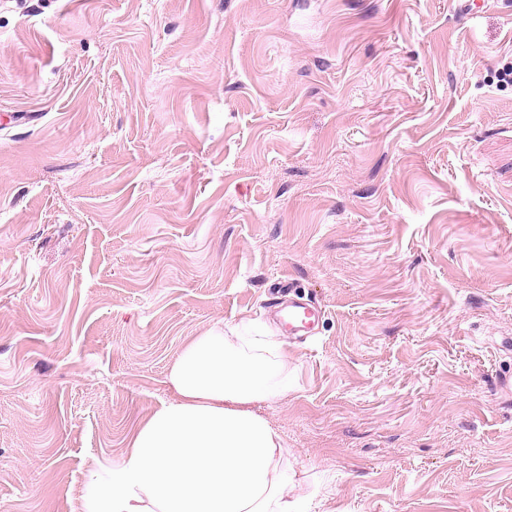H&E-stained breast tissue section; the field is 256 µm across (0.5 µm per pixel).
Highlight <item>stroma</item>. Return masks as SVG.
Segmentation results:
<instances>
[{"label":"stroma","mask_w":512,"mask_h":512,"mask_svg":"<svg viewBox=\"0 0 512 512\" xmlns=\"http://www.w3.org/2000/svg\"><path fill=\"white\" fill-rule=\"evenodd\" d=\"M0 0V512H82L212 326L311 512H512V0ZM280 306L282 321L291 336H310L316 322L324 317V310L311 302L288 298V303L282 301Z\"/></svg>","instance_id":"stroma-1"}]
</instances>
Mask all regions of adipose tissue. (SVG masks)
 <instances>
[{
	"label": "adipose tissue",
	"instance_id": "adipose-tissue-1",
	"mask_svg": "<svg viewBox=\"0 0 512 512\" xmlns=\"http://www.w3.org/2000/svg\"><path fill=\"white\" fill-rule=\"evenodd\" d=\"M291 360L267 328L216 325L173 360L171 401L98 464L84 512H309L279 430L260 412L288 391Z\"/></svg>",
	"mask_w": 512,
	"mask_h": 512
}]
</instances>
